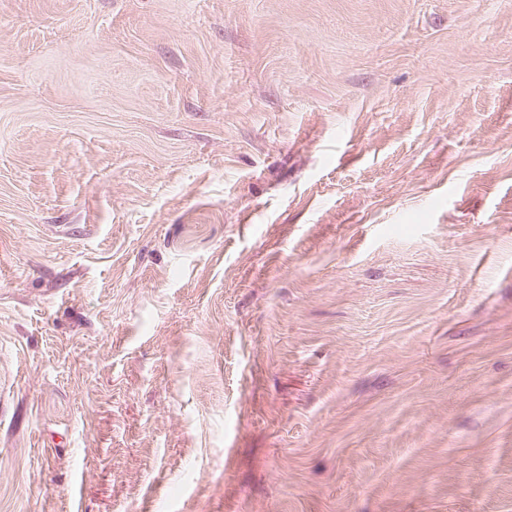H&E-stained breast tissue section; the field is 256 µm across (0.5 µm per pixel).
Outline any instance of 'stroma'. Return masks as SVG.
Masks as SVG:
<instances>
[{
	"mask_svg": "<svg viewBox=\"0 0 512 512\" xmlns=\"http://www.w3.org/2000/svg\"><path fill=\"white\" fill-rule=\"evenodd\" d=\"M0 512H512V0H0Z\"/></svg>",
	"mask_w": 512,
	"mask_h": 512,
	"instance_id": "obj_1",
	"label": "stroma"
}]
</instances>
